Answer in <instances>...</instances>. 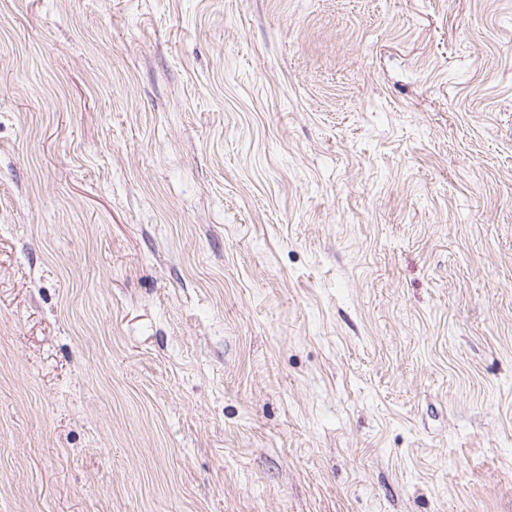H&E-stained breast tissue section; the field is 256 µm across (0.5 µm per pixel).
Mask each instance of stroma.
Masks as SVG:
<instances>
[{"instance_id":"stroma-1","label":"stroma","mask_w":512,"mask_h":512,"mask_svg":"<svg viewBox=\"0 0 512 512\" xmlns=\"http://www.w3.org/2000/svg\"><path fill=\"white\" fill-rule=\"evenodd\" d=\"M0 512H512V0H0Z\"/></svg>"}]
</instances>
